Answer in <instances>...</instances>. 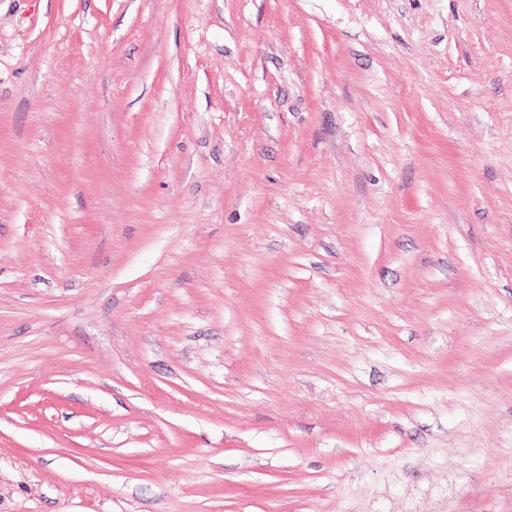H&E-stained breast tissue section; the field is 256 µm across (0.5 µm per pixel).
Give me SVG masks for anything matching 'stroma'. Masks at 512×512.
I'll use <instances>...</instances> for the list:
<instances>
[{
    "instance_id": "obj_1",
    "label": "stroma",
    "mask_w": 512,
    "mask_h": 512,
    "mask_svg": "<svg viewBox=\"0 0 512 512\" xmlns=\"http://www.w3.org/2000/svg\"><path fill=\"white\" fill-rule=\"evenodd\" d=\"M0 512H512V0H0Z\"/></svg>"
}]
</instances>
